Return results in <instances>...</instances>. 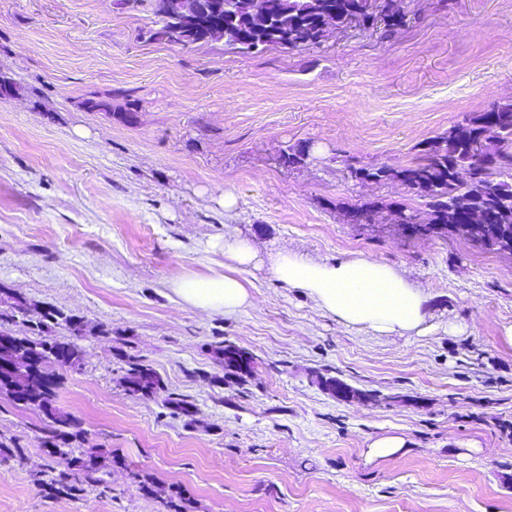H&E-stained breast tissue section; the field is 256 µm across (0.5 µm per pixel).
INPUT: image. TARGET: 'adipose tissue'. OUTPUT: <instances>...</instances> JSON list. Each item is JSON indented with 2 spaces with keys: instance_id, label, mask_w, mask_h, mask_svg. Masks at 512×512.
Here are the masks:
<instances>
[{
  "instance_id": "ef3b65f1",
  "label": "adipose tissue",
  "mask_w": 512,
  "mask_h": 512,
  "mask_svg": "<svg viewBox=\"0 0 512 512\" xmlns=\"http://www.w3.org/2000/svg\"><path fill=\"white\" fill-rule=\"evenodd\" d=\"M226 272L188 275L175 281L182 303L207 314L236 315L250 303L240 269L255 265L258 253L246 239H224ZM274 277L305 291L317 309L344 326L380 335L402 336L420 330L427 295L394 268L372 259L314 261L284 250L271 264Z\"/></svg>"
}]
</instances>
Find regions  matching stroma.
I'll return each mask as SVG.
<instances>
[{"instance_id": "obj_1", "label": "stroma", "mask_w": 512, "mask_h": 512, "mask_svg": "<svg viewBox=\"0 0 512 512\" xmlns=\"http://www.w3.org/2000/svg\"><path fill=\"white\" fill-rule=\"evenodd\" d=\"M408 23L331 30L320 47L240 53L154 39L119 0H0V293L79 319L50 340L81 347L54 404L79 424L70 455L103 482L50 491L47 421L0 395V512H512V255L464 236L407 238L351 209L430 208L397 180L466 117L512 103V0H401ZM104 100L110 112L90 109ZM302 146L303 164L283 152ZM236 203L224 208V195ZM251 240V304L228 317L183 305L173 283ZM369 258L429 296L426 332L346 327L276 280L270 258ZM256 361L241 374L216 342ZM187 396L134 395L129 359ZM351 389L331 395L319 379ZM404 439L370 462L368 444ZM404 447L405 441L402 437L397 435L382 436L369 444L365 452L366 459L371 462L395 457Z\"/></svg>"}]
</instances>
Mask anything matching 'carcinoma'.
I'll use <instances>...</instances> for the list:
<instances>
[{
    "label": "carcinoma",
    "mask_w": 512,
    "mask_h": 512,
    "mask_svg": "<svg viewBox=\"0 0 512 512\" xmlns=\"http://www.w3.org/2000/svg\"><path fill=\"white\" fill-rule=\"evenodd\" d=\"M272 14L268 21L260 22L251 29L253 43L260 47L280 46L288 41L293 47L312 48L321 45L325 36L323 24L330 20L336 26L353 22L367 26L373 12L383 19V34L389 35L406 23V13L402 12L394 0H269ZM161 28L170 31L174 43L183 46L197 42H209L217 36L207 33L208 27L185 29L177 23L163 18ZM487 159V164L475 179L460 178V172L470 173L475 157ZM512 177V103L498 105L489 112L468 117L464 122L448 129V132L434 140L411 165L400 170L381 166L361 168L355 177L361 180L383 181L402 179L409 176L412 188L423 197L430 198L432 217L438 224H452L448 215L449 204L486 196L490 204L503 212L502 223L512 226V180L500 179L502 175ZM0 302L11 309L8 318L24 316L29 311L27 302L14 295H8ZM64 322L73 330L81 329L74 318L60 311L44 314L36 322L35 331L43 335L53 326ZM67 348L70 367L80 366L82 351L74 343L48 342L41 338L38 345ZM224 366L237 372L249 374L254 370L253 357L246 351L227 346L220 347ZM126 390L134 395L151 396L164 390L157 373L137 361H128ZM166 405L175 412L191 417L196 413L193 402L169 393L165 396ZM77 422L58 412L42 440V447L63 457L62 467L49 479L50 486L71 497L80 495L87 482L101 483L102 479L90 476L91 462L81 457L65 456L63 448L79 437Z\"/></svg>",
    "instance_id": "cac0c4a2"
}]
</instances>
